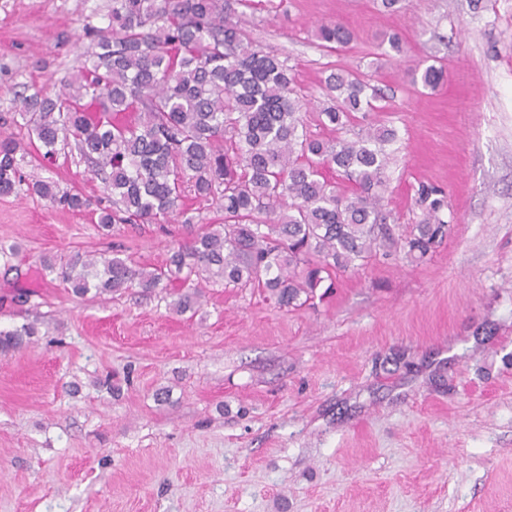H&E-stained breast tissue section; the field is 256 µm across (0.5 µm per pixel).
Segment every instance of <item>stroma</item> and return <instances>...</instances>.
<instances>
[{
    "instance_id": "35a3bbf8",
    "label": "stroma",
    "mask_w": 512,
    "mask_h": 512,
    "mask_svg": "<svg viewBox=\"0 0 512 512\" xmlns=\"http://www.w3.org/2000/svg\"><path fill=\"white\" fill-rule=\"evenodd\" d=\"M112 0H0V138L23 136L14 91L59 90L91 50L83 24ZM254 45L285 60L322 138L333 71L378 89L357 126L394 128L383 205L420 215L418 183L447 194L452 235L424 260L340 273L314 304L200 282L72 294L45 271L74 252L165 263L186 230L102 229L36 194L0 195V328L33 325L0 355V512H512V0H251ZM331 19L351 43L320 47ZM398 34L403 56H386ZM443 68L434 89L415 68ZM90 198L77 157L23 169ZM166 390V402L156 394Z\"/></svg>"
}]
</instances>
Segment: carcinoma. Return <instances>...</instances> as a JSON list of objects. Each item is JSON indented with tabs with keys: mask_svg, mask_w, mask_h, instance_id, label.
I'll return each instance as SVG.
<instances>
[{
	"mask_svg": "<svg viewBox=\"0 0 512 512\" xmlns=\"http://www.w3.org/2000/svg\"><path fill=\"white\" fill-rule=\"evenodd\" d=\"M107 24H84L93 50L78 63L62 92L51 96L23 86L15 104L28 140L0 139V195L39 194L74 212L92 210L96 222L194 223L185 194L217 202L224 222L192 233L172 248L165 266L146 270L118 253L79 251L58 264L44 258L77 296L95 290L152 291L163 281L220 279L259 284L282 307L316 297L331 273L381 254L419 261L452 231L442 211L443 190L420 185L423 218L395 233L381 190L386 146L396 139L386 125L361 127L350 139L325 140L306 130L296 78L284 62L247 41L231 0H112ZM320 46L350 41L336 22L316 30ZM440 67L413 73L435 88ZM320 112L333 131L371 108L377 90L357 75L330 73ZM134 112L135 123L115 120ZM91 165L106 192L96 201L51 182H24L31 152L56 157L69 141ZM353 185L340 194L326 172ZM32 326L0 331V354L28 344Z\"/></svg>",
	"mask_w": 512,
	"mask_h": 512,
	"instance_id": "cac0c4a2",
	"label": "carcinoma"
}]
</instances>
